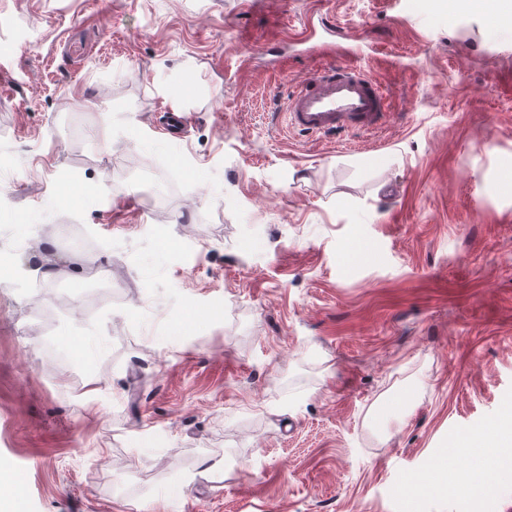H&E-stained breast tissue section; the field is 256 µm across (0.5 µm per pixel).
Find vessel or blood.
I'll list each match as a JSON object with an SVG mask.
<instances>
[{
    "label": "vessel or blood",
    "instance_id": "vessel-or-blood-1",
    "mask_svg": "<svg viewBox=\"0 0 512 512\" xmlns=\"http://www.w3.org/2000/svg\"><path fill=\"white\" fill-rule=\"evenodd\" d=\"M289 129L306 135L369 133L387 122L388 97L352 49L316 68L288 97Z\"/></svg>",
    "mask_w": 512,
    "mask_h": 512
}]
</instances>
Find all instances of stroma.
I'll list each match as a JSON object with an SVG mask.
<instances>
[{"label": "stroma", "mask_w": 512, "mask_h": 512, "mask_svg": "<svg viewBox=\"0 0 512 512\" xmlns=\"http://www.w3.org/2000/svg\"><path fill=\"white\" fill-rule=\"evenodd\" d=\"M460 2L0 0L20 512H512V8ZM307 17L382 131L285 127Z\"/></svg>", "instance_id": "obj_1"}]
</instances>
